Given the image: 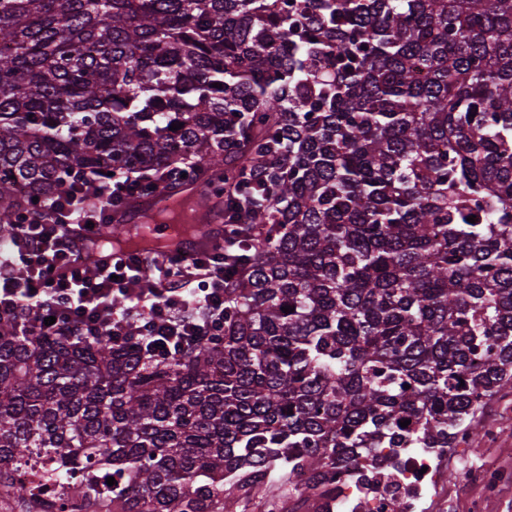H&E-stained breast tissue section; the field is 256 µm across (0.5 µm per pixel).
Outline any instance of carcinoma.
Segmentation results:
<instances>
[{"label":"carcinoma","mask_w":512,"mask_h":512,"mask_svg":"<svg viewBox=\"0 0 512 512\" xmlns=\"http://www.w3.org/2000/svg\"><path fill=\"white\" fill-rule=\"evenodd\" d=\"M185 165L223 183L224 332L0 322L12 512H288L512 395V0H0V238L74 170Z\"/></svg>","instance_id":"carcinoma-1"}]
</instances>
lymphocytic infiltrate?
<instances>
[{
	"label": "lymphocytic infiltrate",
	"instance_id": "lymphocytic-infiltrate-1",
	"mask_svg": "<svg viewBox=\"0 0 512 512\" xmlns=\"http://www.w3.org/2000/svg\"><path fill=\"white\" fill-rule=\"evenodd\" d=\"M101 195L73 200L69 208L37 204L24 212L5 248H0V320L24 322L33 334L127 341L126 325L140 321V334L159 340L154 356L170 358L179 336L202 340L224 329V251L154 260L159 272L142 286L145 262L130 255L108 267L78 264V241L69 229L104 218L112 206V177L84 172ZM126 299L114 308L112 297ZM52 325H45V318Z\"/></svg>",
	"mask_w": 512,
	"mask_h": 512
}]
</instances>
